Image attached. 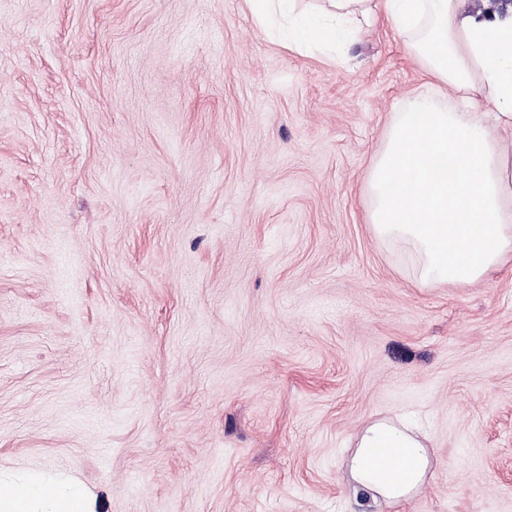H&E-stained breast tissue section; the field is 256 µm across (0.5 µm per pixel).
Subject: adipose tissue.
<instances>
[{
    "instance_id": "adipose-tissue-1",
    "label": "adipose tissue",
    "mask_w": 512,
    "mask_h": 512,
    "mask_svg": "<svg viewBox=\"0 0 512 512\" xmlns=\"http://www.w3.org/2000/svg\"><path fill=\"white\" fill-rule=\"evenodd\" d=\"M259 25L281 19L288 48L332 54L386 18L411 41L433 80L450 87L459 109L416 96L394 113L368 168L367 222L374 236L399 241L416 286H465L512 264V153L493 129L512 132V17L468 12L461 0H248ZM494 107L493 127L477 108ZM426 433L371 418L348 459L355 494L369 506L411 499L434 477ZM0 512H89L83 491L38 478H0Z\"/></svg>"
}]
</instances>
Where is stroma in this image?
<instances>
[{
  "instance_id": "35a3bbf8",
  "label": "stroma",
  "mask_w": 512,
  "mask_h": 512,
  "mask_svg": "<svg viewBox=\"0 0 512 512\" xmlns=\"http://www.w3.org/2000/svg\"><path fill=\"white\" fill-rule=\"evenodd\" d=\"M431 78L247 0H0V475L94 512H362L352 438L418 420L379 512H512V271L418 287L363 190ZM426 433L388 418H369L354 437L348 459L350 483L369 507L400 505L435 476Z\"/></svg>"
}]
</instances>
